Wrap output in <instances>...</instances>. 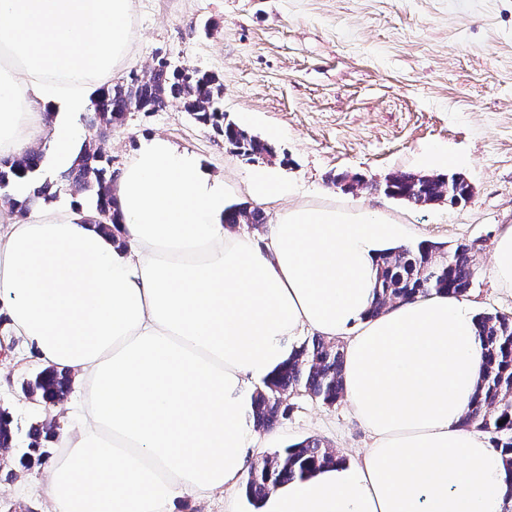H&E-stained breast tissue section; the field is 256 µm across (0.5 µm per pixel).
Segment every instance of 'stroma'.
Returning <instances> with one entry per match:
<instances>
[{
  "label": "stroma",
  "mask_w": 512,
  "mask_h": 512,
  "mask_svg": "<svg viewBox=\"0 0 512 512\" xmlns=\"http://www.w3.org/2000/svg\"><path fill=\"white\" fill-rule=\"evenodd\" d=\"M132 50L114 78L147 70L162 54L175 66L217 75L228 120L274 147L273 162L232 154L222 138L175 102L112 130V173L131 162L141 135L156 134L202 157L234 183L230 201L251 204L250 176L270 168L287 186L284 206L369 209L403 225L404 242L472 245L478 265L468 292L476 314L512 315V288L494 272L499 228L512 225V0H134ZM460 157L471 198L419 207L378 184L398 171L426 173L432 149ZM363 179L354 191L333 178ZM16 342L0 351V407L21 428L44 419L25 382L40 371ZM273 427L274 449L318 438L354 459L367 435L347 401H291ZM39 462L0 468V512H45Z\"/></svg>",
  "instance_id": "35a3bbf8"
}]
</instances>
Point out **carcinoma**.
<instances>
[{
	"label": "carcinoma",
	"mask_w": 512,
	"mask_h": 512,
	"mask_svg": "<svg viewBox=\"0 0 512 512\" xmlns=\"http://www.w3.org/2000/svg\"><path fill=\"white\" fill-rule=\"evenodd\" d=\"M224 88L215 75L199 69H181L159 57L147 70L113 82L94 101L91 123L104 128L125 124L132 103L144 114L157 112L167 103L178 101L197 123L224 138V145L238 156L251 161L267 160L274 153L266 143L232 122L225 121L222 110ZM43 160V153L29 150L18 158L0 159V191L20 213L30 210L35 199L49 195L51 186L44 184L24 198L9 193L18 183L33 178ZM69 185L79 193L94 192L97 224L111 231L114 220L110 208L112 158L104 144L88 140L82 143L72 168L65 174ZM384 193L415 206L432 201H446L455 206L470 199L473 187L455 180L453 174L397 172L384 180ZM224 223L237 227H256L264 223L263 214L245 204L224 210ZM476 272L473 248L458 244L451 249L442 245L419 244L398 246L383 253L375 283V300L370 313L378 315L388 307L418 295L446 293L464 296L471 288ZM482 338L483 371L471 409L463 425L486 434L498 449L507 468L512 470V316L485 313L478 317ZM344 353L336 340L313 336L293 349L288 359L266 380L254 396V426L267 429L288 416L290 397L307 395L332 406L344 394ZM25 389L47 405L65 397L70 377L45 368L28 381ZM28 449L34 451L49 439L44 423L37 421L28 430ZM16 451L12 416L0 409V457L6 459ZM342 461L319 439H306L262 458L255 474L248 475L245 494L253 502L264 498L284 481L303 479L312 471Z\"/></svg>",
	"instance_id": "cac0c4a2"
}]
</instances>
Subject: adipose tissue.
<instances>
[{"label": "adipose tissue", "instance_id": "1", "mask_svg": "<svg viewBox=\"0 0 512 512\" xmlns=\"http://www.w3.org/2000/svg\"><path fill=\"white\" fill-rule=\"evenodd\" d=\"M133 0H0V157L48 139L75 159L79 118L123 62ZM228 187L201 158L144 136L112 186L103 232L82 203L0 204V334L83 394L54 438L51 512H169L235 497L269 442L257 388L311 330L342 342L345 396L369 436L358 460L285 482L258 512H512V474L463 427L481 372L471 304L420 296L372 317L375 211L298 205L268 234L229 230ZM173 512H225L224 493L216 491L210 498L177 501L174 505Z\"/></svg>", "mask_w": 512, "mask_h": 512}]
</instances>
